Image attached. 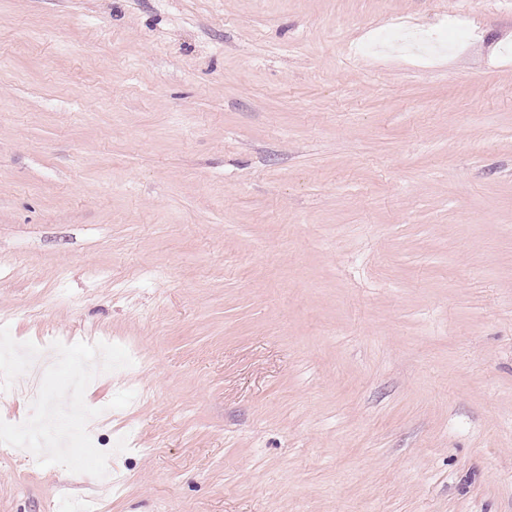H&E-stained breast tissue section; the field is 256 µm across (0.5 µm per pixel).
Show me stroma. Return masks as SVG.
I'll list each match as a JSON object with an SVG mask.
<instances>
[{
    "label": "stroma",
    "instance_id": "1",
    "mask_svg": "<svg viewBox=\"0 0 512 512\" xmlns=\"http://www.w3.org/2000/svg\"><path fill=\"white\" fill-rule=\"evenodd\" d=\"M0 336V512H512V0H0ZM25 378L21 386V390L28 394L30 397L39 399L43 389V382L45 378V370L33 361H26L22 363Z\"/></svg>",
    "mask_w": 512,
    "mask_h": 512
}]
</instances>
